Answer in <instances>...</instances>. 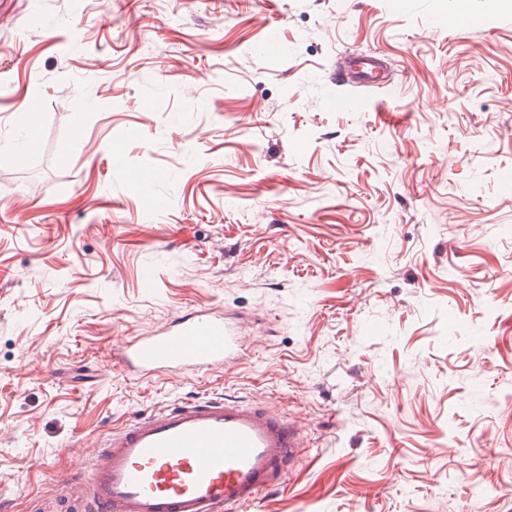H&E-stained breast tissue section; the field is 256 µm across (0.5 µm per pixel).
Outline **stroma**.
Here are the masks:
<instances>
[{
  "label": "stroma",
  "mask_w": 512,
  "mask_h": 512,
  "mask_svg": "<svg viewBox=\"0 0 512 512\" xmlns=\"http://www.w3.org/2000/svg\"><path fill=\"white\" fill-rule=\"evenodd\" d=\"M455 10L0 0V512H78L108 428L224 391L305 441L242 512H512V0ZM348 57L387 73L359 112ZM193 308L234 364L114 367ZM131 181L140 184L146 191V206L150 210H157L160 207L159 202L154 198L151 189L159 179V173L153 168H135L129 173Z\"/></svg>",
  "instance_id": "35a3bbf8"
}]
</instances>
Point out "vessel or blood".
I'll return each mask as SVG.
<instances>
[{
  "label": "vessel or blood",
  "mask_w": 512,
  "mask_h": 512,
  "mask_svg": "<svg viewBox=\"0 0 512 512\" xmlns=\"http://www.w3.org/2000/svg\"><path fill=\"white\" fill-rule=\"evenodd\" d=\"M335 80L378 86L373 62L337 70ZM131 181L150 191L152 168H135ZM241 339L216 308L176 316L148 335L112 350L126 373L149 378L235 362ZM302 436L294 422L267 407L228 395L199 397L151 411L112 428L91 467L83 512H241L260 494L279 490L294 468Z\"/></svg>",
  "instance_id": "vessel-or-blood-1"
}]
</instances>
